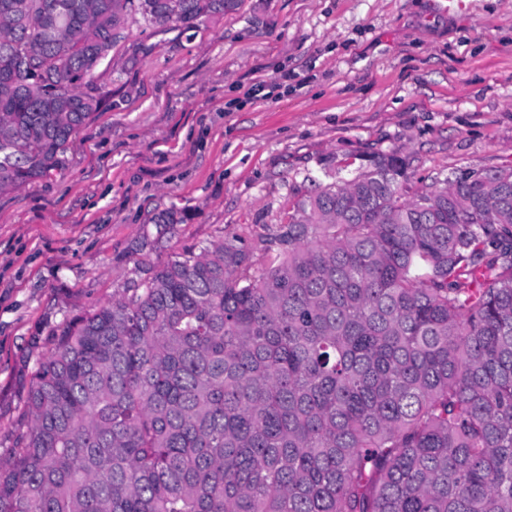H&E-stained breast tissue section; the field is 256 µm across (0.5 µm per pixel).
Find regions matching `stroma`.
<instances>
[{
    "instance_id": "35a3bbf8",
    "label": "stroma",
    "mask_w": 512,
    "mask_h": 512,
    "mask_svg": "<svg viewBox=\"0 0 512 512\" xmlns=\"http://www.w3.org/2000/svg\"><path fill=\"white\" fill-rule=\"evenodd\" d=\"M243 0L148 56L133 26L61 171L0 194V461L52 329L228 235L256 243L335 157L402 146L413 188L512 164V0ZM188 223L158 232L172 208Z\"/></svg>"
}]
</instances>
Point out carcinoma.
<instances>
[{"mask_svg":"<svg viewBox=\"0 0 512 512\" xmlns=\"http://www.w3.org/2000/svg\"><path fill=\"white\" fill-rule=\"evenodd\" d=\"M241 4L0 0V192L63 168L130 23ZM355 164L306 176L259 272L227 235L52 330L0 512H512V166L325 175Z\"/></svg>","mask_w":512,"mask_h":512,"instance_id":"1","label":"carcinoma"}]
</instances>
